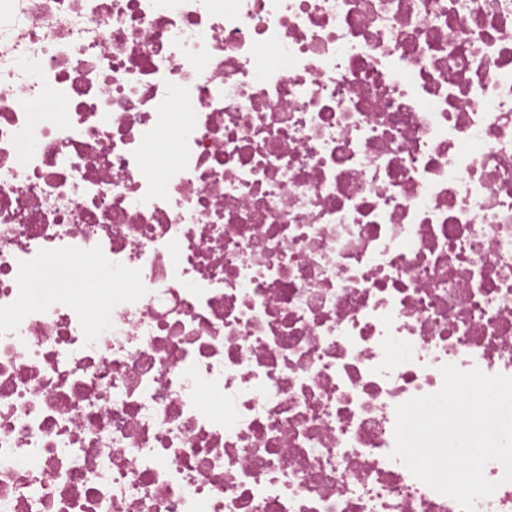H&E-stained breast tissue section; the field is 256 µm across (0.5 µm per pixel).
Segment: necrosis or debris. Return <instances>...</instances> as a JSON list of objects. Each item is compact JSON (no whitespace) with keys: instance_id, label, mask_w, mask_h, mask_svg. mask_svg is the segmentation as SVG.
<instances>
[{"instance_id":"obj_1","label":"necrosis or debris","mask_w":512,"mask_h":512,"mask_svg":"<svg viewBox=\"0 0 512 512\" xmlns=\"http://www.w3.org/2000/svg\"><path fill=\"white\" fill-rule=\"evenodd\" d=\"M447 363L512 376V0H0V512H463ZM83 280H92L102 283L105 290H112V275L104 272L91 263H86L76 269L55 264L49 272L39 271L34 274V288H46L50 282L63 288H77Z\"/></svg>"}]
</instances>
